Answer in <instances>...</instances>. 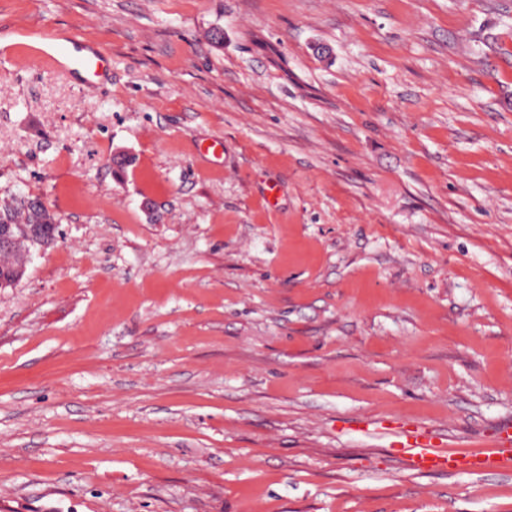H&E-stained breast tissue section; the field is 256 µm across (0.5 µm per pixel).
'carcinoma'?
Instances as JSON below:
<instances>
[{"instance_id":"obj_1","label":"carcinoma","mask_w":512,"mask_h":512,"mask_svg":"<svg viewBox=\"0 0 512 512\" xmlns=\"http://www.w3.org/2000/svg\"><path fill=\"white\" fill-rule=\"evenodd\" d=\"M58 235L56 216L40 198L16 194L0 206V288L19 281L23 267L8 256L24 249L37 251L51 246Z\"/></svg>"}]
</instances>
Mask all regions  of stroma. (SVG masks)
<instances>
[{
    "mask_svg": "<svg viewBox=\"0 0 512 512\" xmlns=\"http://www.w3.org/2000/svg\"><path fill=\"white\" fill-rule=\"evenodd\" d=\"M18 193L0 512H512V0H0ZM73 66L85 80H97L107 71L108 58L104 53L91 51L75 56ZM58 235L56 216L40 198L15 194L0 206V288L19 281L24 269L7 260L20 249L28 252L51 246ZM435 437L407 435L401 446L409 465L419 470L510 472L512 471V428L507 427L491 443L480 448L447 450L436 448Z\"/></svg>",
    "mask_w": 512,
    "mask_h": 512,
    "instance_id": "35a3bbf8",
    "label": "stroma"
}]
</instances>
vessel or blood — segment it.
I'll use <instances>...</instances> for the list:
<instances>
[{
	"mask_svg": "<svg viewBox=\"0 0 512 512\" xmlns=\"http://www.w3.org/2000/svg\"><path fill=\"white\" fill-rule=\"evenodd\" d=\"M75 70L84 79L94 80L108 69L104 53L91 51L75 56ZM402 455L412 468L419 470L510 472L512 471V428L504 429L491 443L481 447L447 450L437 447L432 436H407Z\"/></svg>",
	"mask_w": 512,
	"mask_h": 512,
	"instance_id": "b4317fda",
	"label": "vessel or blood"
}]
</instances>
